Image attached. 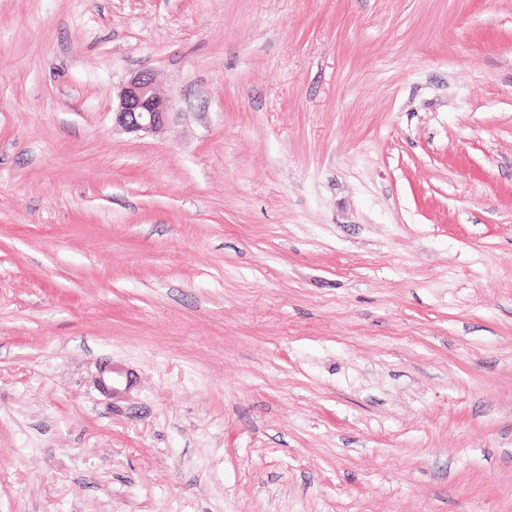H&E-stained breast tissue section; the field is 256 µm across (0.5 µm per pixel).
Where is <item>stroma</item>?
I'll return each mask as SVG.
<instances>
[{
    "label": "stroma",
    "instance_id": "obj_1",
    "mask_svg": "<svg viewBox=\"0 0 512 512\" xmlns=\"http://www.w3.org/2000/svg\"><path fill=\"white\" fill-rule=\"evenodd\" d=\"M0 512H512V0H0ZM116 125L129 132H162L168 123L169 105L154 88L148 70L135 73L122 87L113 112Z\"/></svg>",
    "mask_w": 512,
    "mask_h": 512
}]
</instances>
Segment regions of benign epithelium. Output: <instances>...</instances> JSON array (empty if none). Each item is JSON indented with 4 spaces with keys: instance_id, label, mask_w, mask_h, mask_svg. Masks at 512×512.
<instances>
[{
    "instance_id": "obj_1",
    "label": "benign epithelium",
    "mask_w": 512,
    "mask_h": 512,
    "mask_svg": "<svg viewBox=\"0 0 512 512\" xmlns=\"http://www.w3.org/2000/svg\"><path fill=\"white\" fill-rule=\"evenodd\" d=\"M169 105L154 88L147 70L135 73L122 87L114 112L116 125L129 132H162L168 123Z\"/></svg>"
}]
</instances>
